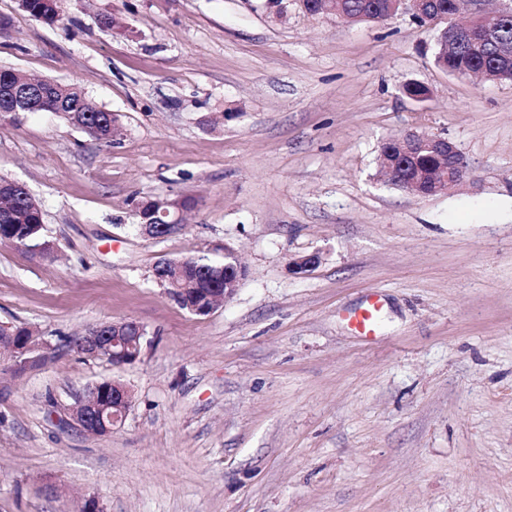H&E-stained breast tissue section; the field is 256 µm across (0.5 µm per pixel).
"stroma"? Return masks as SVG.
Listing matches in <instances>:
<instances>
[{"label": "stroma", "mask_w": 512, "mask_h": 512, "mask_svg": "<svg viewBox=\"0 0 512 512\" xmlns=\"http://www.w3.org/2000/svg\"><path fill=\"white\" fill-rule=\"evenodd\" d=\"M60 5L47 25L0 0V67L78 87L121 133L0 119V177L26 185L55 244H0V323L54 346L123 319L146 337L130 365L69 351L0 379V512H512V81L441 69L437 26L407 14ZM406 130L452 140L470 179L420 197L380 177ZM145 196L197 204L153 238L133 216ZM228 248L247 275L209 316L152 275ZM375 294L379 331L358 335ZM108 380L133 404L94 437L66 409Z\"/></svg>", "instance_id": "obj_1"}]
</instances>
